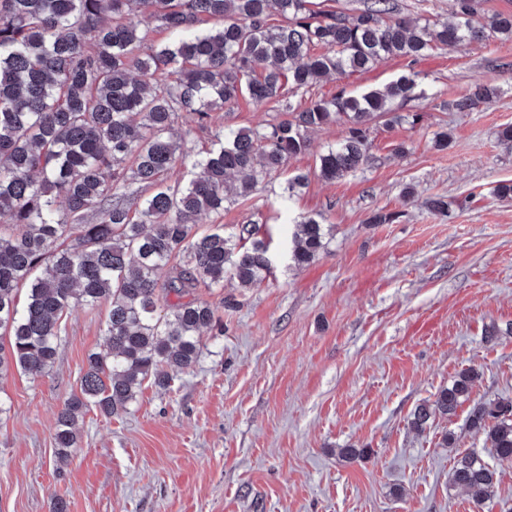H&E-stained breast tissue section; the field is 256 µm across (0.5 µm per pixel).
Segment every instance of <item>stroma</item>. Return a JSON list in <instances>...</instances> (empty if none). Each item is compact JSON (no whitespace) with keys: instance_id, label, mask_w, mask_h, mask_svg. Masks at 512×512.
Masks as SVG:
<instances>
[{"instance_id":"obj_1","label":"stroma","mask_w":512,"mask_h":512,"mask_svg":"<svg viewBox=\"0 0 512 512\" xmlns=\"http://www.w3.org/2000/svg\"><path fill=\"white\" fill-rule=\"evenodd\" d=\"M417 74V96L397 106L402 122L376 125L368 162L336 181L317 175L318 159L345 134L343 124L311 135L269 186L236 199L213 225H259L272 272L249 288L225 281L198 288L224 324L202 335L196 366L170 387L144 383L135 402L112 416L89 409L79 446L55 461V420L80 391L89 353L105 341L106 305L68 314L53 369L34 379L0 378V512H467L470 493L448 486L462 452H484V436L464 429L467 407L419 433L408 419L465 368L481 378L472 400L512 398V152L498 139L512 125V40L427 53L415 63L388 58L364 72L317 85L313 97L360 93ZM476 82L499 87L471 112L447 109ZM418 114L417 124L408 115ZM285 116L283 103L240 100L208 128L179 113L188 148L211 147L219 128H253ZM448 129L447 149L434 135ZM405 153H397V146ZM309 177L290 201L289 178ZM413 188L404 200L405 188ZM447 196L444 215L426 202ZM398 213L369 223L376 211ZM312 216L329 231L327 250L288 264V217ZM497 328L495 343L485 332ZM456 437L453 447L444 434ZM365 448L367 459L337 452Z\"/></svg>"}]
</instances>
